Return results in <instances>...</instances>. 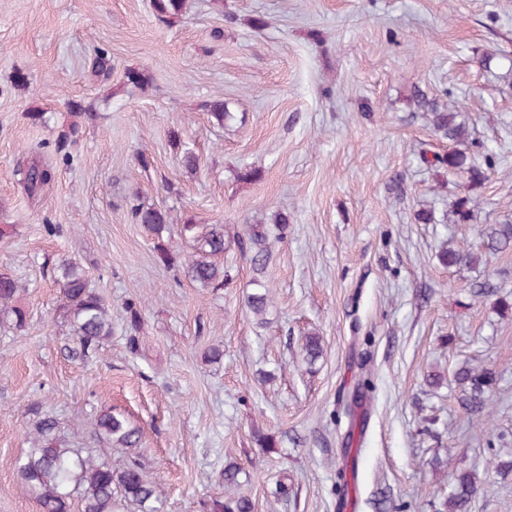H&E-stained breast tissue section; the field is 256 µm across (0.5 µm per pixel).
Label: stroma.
I'll return each mask as SVG.
<instances>
[{"label":"stroma","mask_w":512,"mask_h":512,"mask_svg":"<svg viewBox=\"0 0 512 512\" xmlns=\"http://www.w3.org/2000/svg\"><path fill=\"white\" fill-rule=\"evenodd\" d=\"M99 51L112 64L106 80L91 76ZM131 68L149 84H127ZM18 70L28 75L19 87ZM419 93L466 123L459 149L486 165L481 186L423 162L449 143ZM217 98L234 114L221 126L207 109ZM75 108L78 136L58 149ZM31 158L53 169L35 199L15 174ZM464 196L476 202L471 221L445 223ZM137 203L223 225V287L190 283V245L132 223ZM280 216L261 326L239 238ZM508 219L512 0H184L168 23L151 0H0V273L25 285L28 316L23 330L0 328V512H39L16 475L36 402L71 447L116 468L126 451L98 442L94 424L112 407L129 411L162 512H205L230 463L245 472L238 492L254 512H341L344 403L363 366L375 387L350 477L354 512H382L380 490L383 512H444L447 459L476 477L471 512H512V312L500 306L512 302V248L475 266L437 258L443 241H476ZM65 258L112 316L87 366L63 351L55 267ZM312 332L323 354L310 365L301 344ZM213 346L220 361L206 356ZM465 361L498 378L473 420L453 381ZM267 435L275 452L259 446Z\"/></svg>","instance_id":"stroma-1"}]
</instances>
